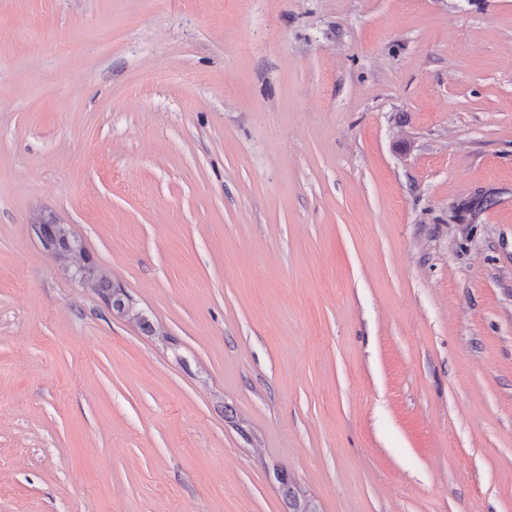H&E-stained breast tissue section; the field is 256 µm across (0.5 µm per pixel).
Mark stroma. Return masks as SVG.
<instances>
[{"label":"stroma","mask_w":512,"mask_h":512,"mask_svg":"<svg viewBox=\"0 0 512 512\" xmlns=\"http://www.w3.org/2000/svg\"><path fill=\"white\" fill-rule=\"evenodd\" d=\"M278 468L512 512V0H0V512H288ZM39 237L45 247H50L58 255L68 256L76 242L82 244L61 224H39ZM83 270H86L87 273V281L90 283V288L98 291L99 294L108 301V305L114 310L117 314L121 315V307H122V299L120 296L113 297V284L109 275L98 268L94 263H92L87 257V262L85 266L82 267Z\"/></svg>","instance_id":"obj_1"}]
</instances>
